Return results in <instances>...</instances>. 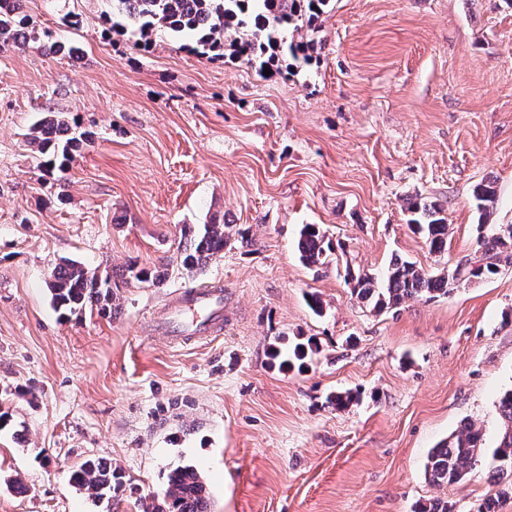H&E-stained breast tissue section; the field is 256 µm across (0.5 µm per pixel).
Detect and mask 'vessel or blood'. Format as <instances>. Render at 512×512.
<instances>
[{"mask_svg":"<svg viewBox=\"0 0 512 512\" xmlns=\"http://www.w3.org/2000/svg\"><path fill=\"white\" fill-rule=\"evenodd\" d=\"M182 306L158 325V331L168 339L177 340L188 328H195L198 337L207 338L223 329L224 285L184 293Z\"/></svg>","mask_w":512,"mask_h":512,"instance_id":"obj_1","label":"vessel or blood"}]
</instances>
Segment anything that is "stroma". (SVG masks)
<instances>
[{"instance_id": "obj_1", "label": "stroma", "mask_w": 512, "mask_h": 512, "mask_svg": "<svg viewBox=\"0 0 512 512\" xmlns=\"http://www.w3.org/2000/svg\"><path fill=\"white\" fill-rule=\"evenodd\" d=\"M107 9L23 0L37 38L0 51V411L11 415L0 512H105L69 481L91 457L123 473L119 512L164 500L185 465L211 512H417L435 498L476 512L488 496L512 512V482L489 472L441 487L425 475L461 422L497 437L512 388V263L380 312L349 286L395 257L454 269L512 224V5L333 0L312 65L267 76L243 57L113 35ZM51 37L80 57L48 53ZM48 111L95 133L62 203L26 140ZM489 181L483 226L473 189ZM416 195L445 208L444 252L407 223ZM214 216L249 227L251 243L181 270L182 225ZM304 224L332 239L325 264L300 261ZM64 259L169 274L121 288L118 315L67 320L46 285ZM218 280L219 336L155 334L176 294ZM307 337L318 346L308 370L270 366L273 345ZM345 391L357 401L331 404Z\"/></svg>"}]
</instances>
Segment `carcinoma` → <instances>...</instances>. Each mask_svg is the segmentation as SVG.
I'll use <instances>...</instances> for the list:
<instances>
[{"label":"carcinoma","mask_w":512,"mask_h":512,"mask_svg":"<svg viewBox=\"0 0 512 512\" xmlns=\"http://www.w3.org/2000/svg\"><path fill=\"white\" fill-rule=\"evenodd\" d=\"M112 8V32L123 34L136 29L144 38L160 32L176 38H188L191 52L212 59L246 56L258 72L273 67L287 56L309 63L315 43L304 38L303 31L315 30L320 16L331 0H108ZM35 39V30L21 14V0H0V50L24 48ZM28 142L42 158L41 168L57 186L58 196L65 193V174L74 161L93 142L90 131L78 130L62 116H44L28 132ZM474 197L477 209L487 216L496 200V189L488 182L478 186ZM409 224L424 235L431 251L440 253L448 244L449 224L444 206L419 197L407 199ZM248 243L249 228L225 221L186 224L181 229L178 247L179 265L188 272L202 269L224 249L236 243ZM483 262L458 263L451 270L427 273L415 263L394 258L382 279L368 274L356 279L353 294L376 311L396 308L417 298L432 300L448 294V284L464 280L486 279L499 272V262L512 258V225L500 228L483 241ZM300 260L308 266L325 264L333 253L332 241L318 225L301 227L297 241ZM168 268H141L129 263L119 274L89 269L82 263L65 259L51 271L48 287L53 306L64 319L76 317L87 308L101 312L116 310L117 292L129 281L159 283ZM316 346L311 341L290 346L275 345L269 357L281 369L303 368ZM502 429L495 446L486 451L481 428L467 421L448 435L428 454L425 473L437 486L459 483L483 469L500 478L512 477V388L499 400ZM70 482L96 503L120 504L124 481L119 469L100 459H87L70 474ZM142 512H211L206 485L198 471L188 465L174 469L168 476L164 503L141 500Z\"/></svg>","instance_id":"carcinoma-1"}]
</instances>
